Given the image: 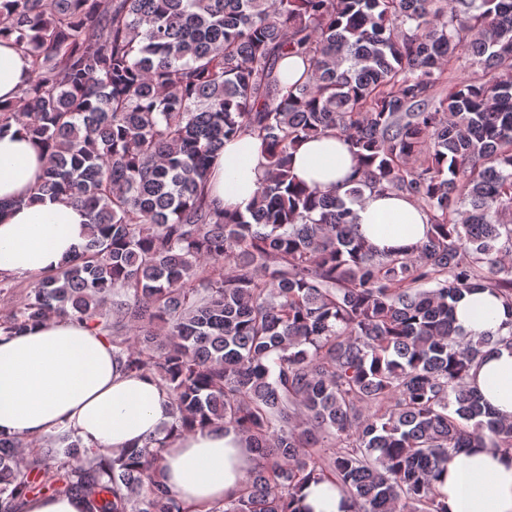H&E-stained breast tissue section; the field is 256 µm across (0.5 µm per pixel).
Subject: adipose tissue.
<instances>
[{
	"label": "adipose tissue",
	"mask_w": 512,
	"mask_h": 512,
	"mask_svg": "<svg viewBox=\"0 0 512 512\" xmlns=\"http://www.w3.org/2000/svg\"><path fill=\"white\" fill-rule=\"evenodd\" d=\"M31 60L0 38V105L15 104L29 82ZM356 160L333 134L303 142L294 175L307 185L345 193ZM46 166L42 148L18 124L0 132V273H53L87 240L89 218L62 196L33 200ZM266 174L258 140L225 142L209 179L221 207L242 210ZM359 232L380 252L408 250L425 240L427 214L411 198L365 192L352 206ZM456 327L478 337L499 332L508 317L502 300L483 289L464 294ZM469 384L496 417L512 420V345H499L470 371ZM172 396L151 374L125 372L108 339L84 324L55 317L20 334L0 332V435L40 438L59 430L103 451L143 446L167 436ZM163 480L189 512L240 492L255 454L245 437L221 426L168 437ZM448 512H512V455L470 448L453 455L437 482Z\"/></svg>",
	"instance_id": "1"
}]
</instances>
